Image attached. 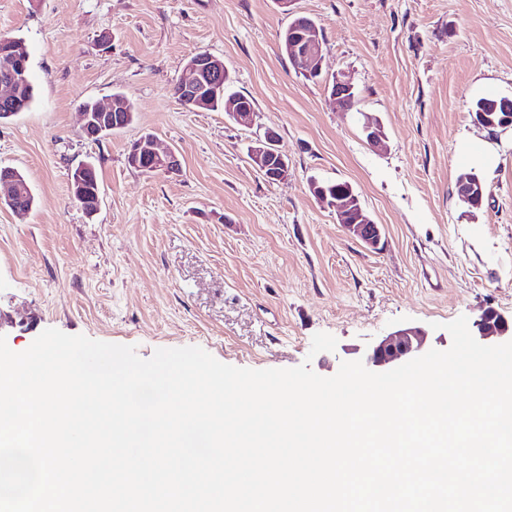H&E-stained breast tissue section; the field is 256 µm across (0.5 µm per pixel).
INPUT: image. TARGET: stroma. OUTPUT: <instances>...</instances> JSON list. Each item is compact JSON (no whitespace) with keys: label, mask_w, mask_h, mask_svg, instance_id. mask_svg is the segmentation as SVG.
I'll return each instance as SVG.
<instances>
[{"label":"stroma","mask_w":512,"mask_h":512,"mask_svg":"<svg viewBox=\"0 0 512 512\" xmlns=\"http://www.w3.org/2000/svg\"><path fill=\"white\" fill-rule=\"evenodd\" d=\"M325 37L323 80L280 50L292 14ZM23 39L36 97L0 122V168L20 172L36 205L0 207V335L16 352L45 329L137 348L198 346L241 368L309 364L336 374L388 334L427 331L486 309L512 313V128L489 131L473 101L512 96V0H0V36ZM224 61L232 91L256 104L291 176L250 164L254 131L224 110L192 112L173 92L187 58ZM347 74L355 110L332 108L324 81ZM122 93L134 120L98 140L83 103ZM385 133L370 146L364 115ZM151 133L180 169L129 167ZM94 163L100 206L86 215L71 172ZM486 186L478 209L461 173ZM346 182L380 225L375 250L310 192ZM337 340L311 354L315 333Z\"/></svg>","instance_id":"35a3bbf8"}]
</instances>
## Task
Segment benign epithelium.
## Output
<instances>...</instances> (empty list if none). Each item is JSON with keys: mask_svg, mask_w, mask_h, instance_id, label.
<instances>
[{"mask_svg": "<svg viewBox=\"0 0 512 512\" xmlns=\"http://www.w3.org/2000/svg\"><path fill=\"white\" fill-rule=\"evenodd\" d=\"M298 31L286 37L281 43L286 56L296 68L307 76L321 75L323 42L316 23L304 16L296 18ZM17 70L10 63L0 68V108L3 117H10L22 110L19 101V81ZM224 62L207 53L192 54L185 64V76L179 83L178 96L182 105L193 112H201L209 107L211 100L223 93ZM352 81L344 75L334 77L329 94V102L343 111L350 110L349 99L353 91ZM122 100L114 98L106 106H95V111L82 113V133L92 141H97L109 132L121 129L127 124ZM224 110L238 125L251 129L256 123L257 113L242 101L227 97ZM363 133L367 142L373 146L381 145L385 134L378 119L365 116ZM137 155L160 162V169L179 168L177 153L159 143L154 136L140 140L136 147ZM248 160L261 174L272 181H286L290 176V166L285 152L279 148L277 136L268 131L262 137L252 141ZM86 166L77 167L70 174L73 194L82 209L93 214L98 210L100 197L94 192L89 194L83 188ZM460 200L468 207H475L476 196L481 188L468 176L462 177L458 184ZM310 191L315 198L328 204L334 210L336 219L342 226L366 246L376 249L381 244V228L363 209L352 187L345 188L330 198L317 183H310ZM474 338L483 345H495L502 340H512V319L495 310H485L474 322ZM426 332L418 327L398 330L387 335L374 346L366 356L365 367L373 372L382 373L390 369L397 361H410L425 351Z\"/></svg>", "mask_w": 512, "mask_h": 512, "instance_id": "obj_1", "label": "benign epithelium"}]
</instances>
